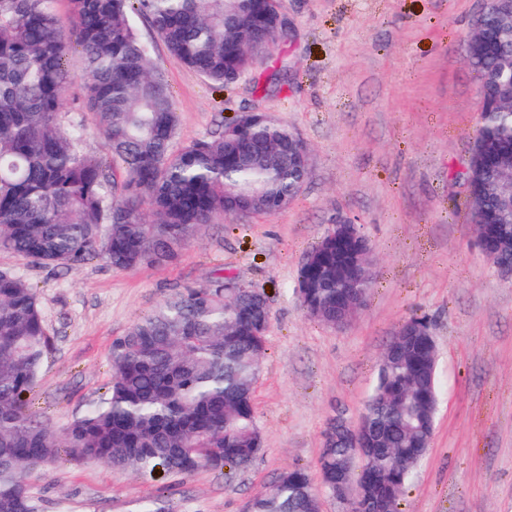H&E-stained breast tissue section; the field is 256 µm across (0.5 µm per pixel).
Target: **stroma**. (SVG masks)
Here are the masks:
<instances>
[{
  "instance_id": "obj_1",
  "label": "stroma",
  "mask_w": 512,
  "mask_h": 512,
  "mask_svg": "<svg viewBox=\"0 0 512 512\" xmlns=\"http://www.w3.org/2000/svg\"><path fill=\"white\" fill-rule=\"evenodd\" d=\"M289 40L219 88L171 56L149 19L132 23L174 96L175 148L243 111L269 112L312 157L296 199L273 215L205 226L172 261L129 269L98 259L34 265L0 250V270L36 288L53 346L29 409L54 429L98 400L112 341L173 289L220 275L270 299L254 392L263 451L245 470L135 477L63 458L32 478L38 512H245L283 470L319 484L330 420L357 422L399 326L426 317L438 353L439 408L430 448L402 512H512V279L476 242L466 188L452 179L479 124L465 59L484 0H283ZM359 224L373 286L345 328L311 318L301 267L336 217Z\"/></svg>"
}]
</instances>
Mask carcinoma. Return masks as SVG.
Wrapping results in <instances>:
<instances>
[{
  "label": "carcinoma",
  "instance_id": "1",
  "mask_svg": "<svg viewBox=\"0 0 512 512\" xmlns=\"http://www.w3.org/2000/svg\"><path fill=\"white\" fill-rule=\"evenodd\" d=\"M0 0V250L34 264L78 267L104 258L125 269L174 259L204 226L236 208L273 215L304 185L301 141L284 125L251 122L243 112L223 130L174 149L178 126L169 85L135 33L134 15L151 19L169 53L206 80L233 84L259 39L257 15L268 0ZM493 42L472 35L467 58L491 107L469 166L458 174L471 219L483 225L497 260H512V16L487 3ZM79 54L82 74L69 67ZM80 83V94L67 91ZM88 114L103 150H82ZM327 231L309 257L315 287L298 295L308 314L334 326L365 304L368 260L355 241ZM270 308L260 288L234 277L169 294L112 342L105 395L57 431L29 412L52 346L36 289L0 271V512H36L31 476L62 456L93 459L141 477L199 469L244 470L260 455L253 393L266 354ZM436 344L393 340L363 413L380 426L366 472L378 512L400 501L427 451L438 408ZM340 448L315 488L306 472L282 471L255 493L247 512H320L336 495Z\"/></svg>",
  "mask_w": 512,
  "mask_h": 512
}]
</instances>
